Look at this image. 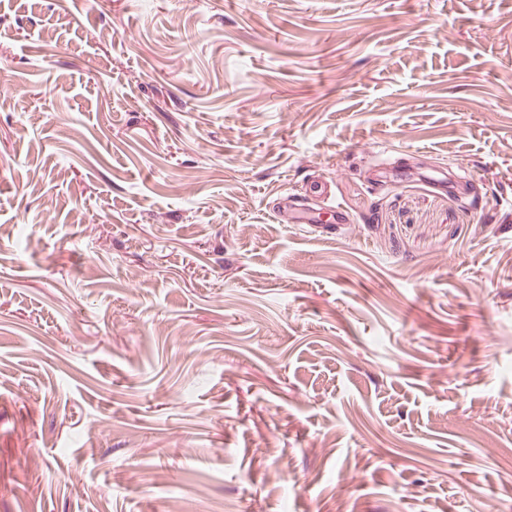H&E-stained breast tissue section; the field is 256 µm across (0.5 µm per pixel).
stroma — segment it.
<instances>
[{
  "mask_svg": "<svg viewBox=\"0 0 512 512\" xmlns=\"http://www.w3.org/2000/svg\"><path fill=\"white\" fill-rule=\"evenodd\" d=\"M0 512H512V0H0Z\"/></svg>",
  "mask_w": 512,
  "mask_h": 512,
  "instance_id": "1",
  "label": "stroma"
}]
</instances>
